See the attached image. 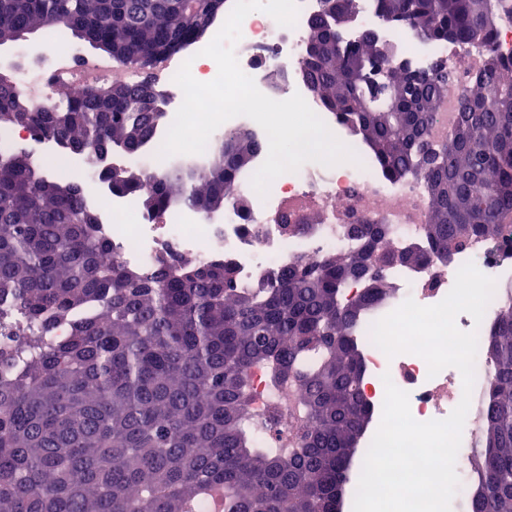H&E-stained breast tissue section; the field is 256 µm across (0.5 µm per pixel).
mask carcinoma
<instances>
[{"mask_svg": "<svg viewBox=\"0 0 512 512\" xmlns=\"http://www.w3.org/2000/svg\"><path fill=\"white\" fill-rule=\"evenodd\" d=\"M374 2L385 22L428 41L478 45L492 61L442 143L430 128L452 79L448 64L405 79L370 37L343 40L354 0H324L336 17L311 19L308 43L318 51L300 64L385 176L422 173L428 251L447 263L512 218V56L495 40L512 23V0ZM42 27L122 66L195 33L175 0H0V45ZM352 62L364 74L358 84L346 76ZM387 78L391 108L366 111ZM154 90L149 76L133 88L101 82L48 105L0 83V130L25 127L87 160L111 146L137 153L152 143ZM262 151L238 133L150 185L142 170L125 168L112 192L141 196L153 213L183 205L207 217L238 203L241 177ZM484 195L494 196L492 208ZM98 224L81 180H57L23 149L0 152V512H203L206 503L221 512H340L374 416L357 328L388 297L387 270L421 261L425 250L393 244L386 224H350L352 250L275 269L246 288L225 258L105 265L110 245ZM18 315L28 330L14 326ZM482 354L491 376L469 512H512V296ZM258 368L274 384L288 381L304 411L286 452L256 442V427L278 415L255 413Z\"/></svg>", "mask_w": 512, "mask_h": 512, "instance_id": "obj_1", "label": "carcinoma"}]
</instances>
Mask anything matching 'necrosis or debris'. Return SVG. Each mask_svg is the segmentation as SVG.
<instances>
[{
  "label": "necrosis or debris",
  "mask_w": 512,
  "mask_h": 512,
  "mask_svg": "<svg viewBox=\"0 0 512 512\" xmlns=\"http://www.w3.org/2000/svg\"><path fill=\"white\" fill-rule=\"evenodd\" d=\"M298 5V19L292 27L280 26L262 11L246 16L241 25V38L235 46L240 68L271 99L282 101L301 95L330 131L356 152V163L331 167L305 163L297 171L278 176L264 198L253 194L250 176H243L241 188L250 193L252 200L249 212L232 205L225 207L223 217L205 223L185 207L159 216L146 214L138 196L115 194L100 186L99 177L92 170H80L72 155L59 153L53 142L28 130L1 132L0 150L20 146L35 157L52 154L57 159V174L80 172L82 179L94 187L86 203L99 217L101 230L110 242L111 256L145 269L168 250L198 263L226 257L233 262L239 282L255 287L272 269L348 251L351 241L345 227L349 224L365 221L385 224L395 243H423L430 215L423 179L410 176L396 183L385 177L366 146L351 134L341 117L327 111L307 86L296 81L309 22L321 8L320 0H298ZM356 10L359 28L349 33V40L358 39L363 31L381 33L395 44L400 57L411 66L424 67L436 59L447 61L452 82L434 127L438 137H446L457 122L462 90L471 86L482 67L483 51L455 43L426 42L408 30H383L372 0H356ZM75 56V51L69 49L56 52L55 67L47 72L24 68L20 76L22 89L37 102L49 99L61 102L86 85L117 76L128 84L141 80L134 69H124L118 75L106 67L86 69L80 77L71 78L59 71L58 65ZM183 62V57L166 56L156 65L155 78L169 95L168 110L155 134L159 143L164 141L183 102V92L174 82ZM282 215L293 224L306 223L311 216L316 222L310 224V230L290 235L278 222ZM469 261L481 273L495 279L497 288L486 308L483 325H476L466 313L457 316L456 325L465 332L474 330L485 334L486 323L492 322L504 300V286H512V228L493 239L474 240L456 253L449 264L429 257L416 264L393 268L388 274L392 293L369 314V322L383 318L409 298L425 306L441 302L452 289L459 268ZM360 342L367 371L364 394L375 408L383 406L382 377L386 374L398 388L408 392L411 414L417 421L445 419L459 404L463 387L456 368L448 367L432 376L426 362L417 355L387 357L373 344L366 329L361 332ZM253 392L257 409L275 403L283 410L275 424L256 428V439L267 447H287L298 424L296 413L289 410L291 386L269 382L265 371L259 369L253 375Z\"/></svg>",
  "instance_id": "necrosis-or-debris-1"
}]
</instances>
